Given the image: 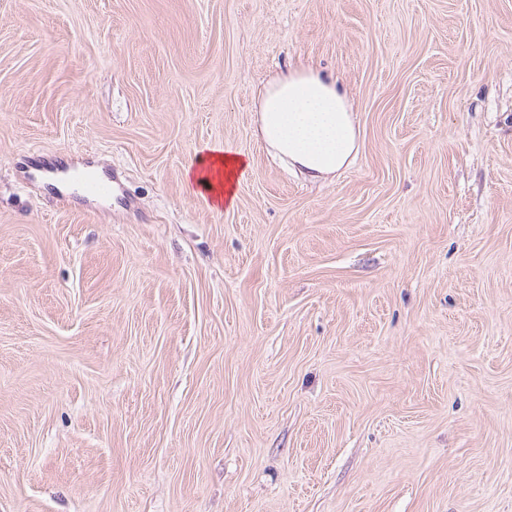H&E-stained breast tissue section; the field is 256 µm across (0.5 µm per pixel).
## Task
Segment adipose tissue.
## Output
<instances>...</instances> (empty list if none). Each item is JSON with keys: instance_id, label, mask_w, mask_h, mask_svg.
Returning <instances> with one entry per match:
<instances>
[{"instance_id": "1", "label": "adipose tissue", "mask_w": 512, "mask_h": 512, "mask_svg": "<svg viewBox=\"0 0 512 512\" xmlns=\"http://www.w3.org/2000/svg\"><path fill=\"white\" fill-rule=\"evenodd\" d=\"M257 100L263 144L309 181L330 180L354 160L358 151L355 119L335 80L312 69L293 70L270 78ZM249 168L247 155L215 144L189 163L186 189L215 208L230 207Z\"/></svg>"}]
</instances>
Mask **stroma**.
I'll return each instance as SVG.
<instances>
[{
  "label": "stroma",
  "mask_w": 512,
  "mask_h": 512,
  "mask_svg": "<svg viewBox=\"0 0 512 512\" xmlns=\"http://www.w3.org/2000/svg\"><path fill=\"white\" fill-rule=\"evenodd\" d=\"M295 68L326 182L254 134ZM0 512H512V0H0ZM256 98L263 144L309 181L330 180L354 160L358 132L336 80L293 70L270 78ZM250 168L247 155L231 146L215 144L198 152L185 171L188 193L219 209L232 207L236 187ZM77 178L87 197L104 199L112 195V180L100 178L91 171L80 172Z\"/></svg>",
  "instance_id": "stroma-1"
}]
</instances>
